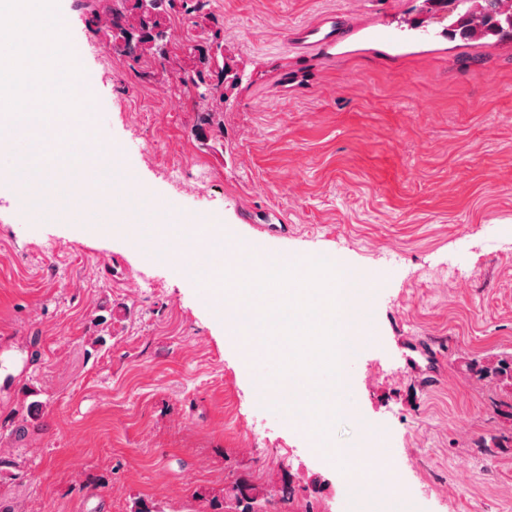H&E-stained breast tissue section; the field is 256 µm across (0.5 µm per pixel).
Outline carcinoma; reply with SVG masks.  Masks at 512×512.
Returning <instances> with one entry per match:
<instances>
[{"label": "carcinoma", "mask_w": 512, "mask_h": 512, "mask_svg": "<svg viewBox=\"0 0 512 512\" xmlns=\"http://www.w3.org/2000/svg\"><path fill=\"white\" fill-rule=\"evenodd\" d=\"M139 0H78L77 6L93 15L95 33H100L106 40V45L112 46L118 42L128 43L135 39L141 44L139 54L132 61L164 59L169 55V24L172 15L181 14L192 16L207 6L209 0H159L152 16L137 13ZM447 12L453 18L448 25V34L462 36L464 40H473L474 30H480V39L505 38L512 39V13H504L500 4L502 0H494L497 18L502 28L497 30L490 26L487 13L483 8L479 22H474V13L470 4L473 0H443ZM186 52L192 57V66L179 76V82L184 92L189 96H197L201 100H211V108L197 113L196 127L209 130L211 140L218 141L224 136V84L225 81L238 79L232 64L217 51H213L209 42L196 43L186 47ZM471 371L483 380L489 379L505 386L507 380H512V355L498 360L492 365L474 361ZM475 446L484 449L490 455L496 450H506L512 447V428L500 429L489 436L481 437ZM292 497V489L288 482L273 494H265L264 490L246 481H235L224 489L221 498L212 499V512H250V506H255L258 512H278V507L288 506Z\"/></svg>", "instance_id": "obj_1"}]
</instances>
